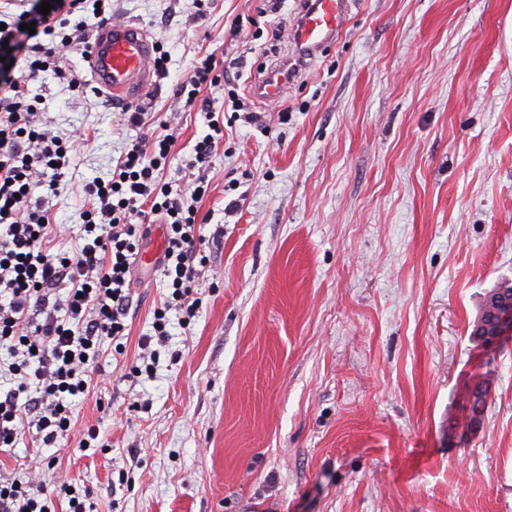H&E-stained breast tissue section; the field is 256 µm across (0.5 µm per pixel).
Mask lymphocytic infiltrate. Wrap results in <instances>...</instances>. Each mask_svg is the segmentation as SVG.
I'll list each match as a JSON object with an SVG mask.
<instances>
[{"label": "lymphocytic infiltrate", "instance_id": "1", "mask_svg": "<svg viewBox=\"0 0 512 512\" xmlns=\"http://www.w3.org/2000/svg\"><path fill=\"white\" fill-rule=\"evenodd\" d=\"M111 20L112 0H0V349L11 357L0 362V378L12 383L0 395V449L15 447L31 427L47 446L67 436L70 403L87 392L101 345L125 336L130 270L146 233L132 218L142 209L168 229L169 294L153 312L157 344L168 340L171 322L190 324L203 305L196 288L207 263L203 222L159 179L173 134L137 139L109 179L83 186L93 206L81 214L77 252L43 247L51 227L46 196L65 177L74 143L39 124L31 85L48 72L66 78L68 52ZM28 23L34 32L25 31ZM222 65L212 52L198 59L178 97L193 105L202 88L220 83ZM48 503L36 475L0 474V512H50Z\"/></svg>", "mask_w": 512, "mask_h": 512}]
</instances>
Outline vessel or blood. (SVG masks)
<instances>
[{
  "label": "vessel or blood",
  "instance_id": "1",
  "mask_svg": "<svg viewBox=\"0 0 512 512\" xmlns=\"http://www.w3.org/2000/svg\"><path fill=\"white\" fill-rule=\"evenodd\" d=\"M353 0H304L292 40L298 54L311 59L341 35ZM154 43L133 23L99 27L83 55L91 79L113 99L143 98L154 84Z\"/></svg>",
  "mask_w": 512,
  "mask_h": 512
}]
</instances>
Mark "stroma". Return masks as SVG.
Segmentation results:
<instances>
[{
	"label": "stroma",
	"instance_id": "obj_1",
	"mask_svg": "<svg viewBox=\"0 0 512 512\" xmlns=\"http://www.w3.org/2000/svg\"><path fill=\"white\" fill-rule=\"evenodd\" d=\"M271 7L112 0L115 21L166 50L141 131L93 87L33 84L43 120L79 142L50 200L51 246L77 249L83 184L163 123L176 139L163 182L181 194L204 175V233L224 236L200 313L172 323L152 376L130 370L168 293L157 266L134 271L125 350L102 345L67 438L42 448L26 432L0 472L53 458L55 512L65 482L90 512H512V334L471 336L487 294L512 282V0H354L307 61L290 36L257 38ZM215 48L264 123L225 127L199 171L201 106L223 108L224 87L189 108L176 89ZM275 59L294 78L271 101L253 89ZM91 426L105 451L80 449Z\"/></svg>",
	"mask_w": 512,
	"mask_h": 512
}]
</instances>
